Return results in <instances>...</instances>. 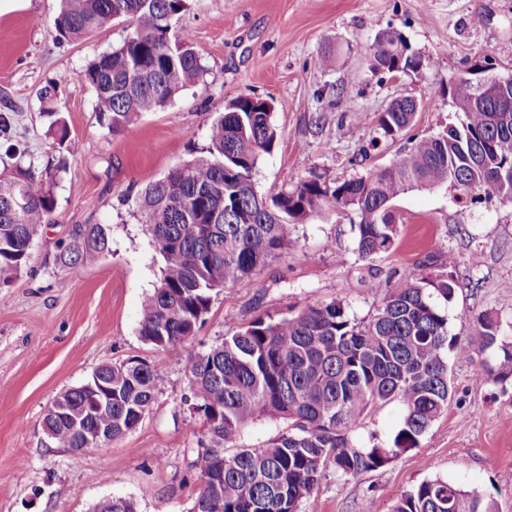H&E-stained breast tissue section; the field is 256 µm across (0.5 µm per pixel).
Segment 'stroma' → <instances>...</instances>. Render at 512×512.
Masks as SVG:
<instances>
[{
	"mask_svg": "<svg viewBox=\"0 0 512 512\" xmlns=\"http://www.w3.org/2000/svg\"><path fill=\"white\" fill-rule=\"evenodd\" d=\"M57 9L58 0H0V125L7 127L0 160L13 146L37 167L57 162L39 97L55 79L53 107L78 144L27 268L0 290V512H92L109 498L132 500L137 512H189L202 485L191 465L202 423L184 402L186 368L224 336L257 316H281L286 306L335 300L361 322L380 306L387 282L449 271L457 282L441 305L449 335L468 336L473 318L488 311L512 337V203L442 185L399 197L395 244L370 262L357 252L354 213L321 202L295 224L288 249L214 295L182 358H170L138 335L141 300L162 263L135 205L149 178L208 146L212 120L241 95L275 106L277 145L258 163L260 194L313 174L342 182L389 164L408 139L455 122L447 88L456 76L483 64L492 75L512 76V0H190L174 28L195 43L202 77L116 135L100 126L93 90L61 77L121 43L125 26L60 41L50 31ZM388 28L423 56L420 72L371 71L369 48ZM327 50L336 55L328 68L321 64ZM403 96L420 103L414 122L404 136L385 137L379 114ZM77 224L106 225L112 252L58 266V247ZM133 357L156 375L150 413L106 446L54 447L41 423L56 396L99 365ZM495 364L488 353L449 360L453 398L419 447L350 478L326 467L299 512H362L369 500L376 512H393L404 494L435 478L493 496L500 512H512V377L489 378ZM402 420L400 405L375 406L352 440L360 448L390 446Z\"/></svg>",
	"mask_w": 512,
	"mask_h": 512,
	"instance_id": "stroma-1",
	"label": "stroma"
}]
</instances>
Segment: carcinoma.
<instances>
[{
	"label": "carcinoma",
	"instance_id": "obj_1",
	"mask_svg": "<svg viewBox=\"0 0 512 512\" xmlns=\"http://www.w3.org/2000/svg\"><path fill=\"white\" fill-rule=\"evenodd\" d=\"M187 2L60 0L53 27L63 40L106 32L118 20L130 23L120 45L71 73L70 82L93 88L108 133L164 108L203 74L194 45L172 32ZM423 66L400 31L381 33L370 48L375 73H417ZM55 90L52 84L43 87L40 99L51 134L72 152L76 141L51 108ZM479 95V83L461 75L448 85L461 118L446 131L416 141L364 177L329 184L315 175L270 196L257 192L254 174L277 142L274 105L249 95L229 101L210 126L207 154L148 181L136 197L162 261L158 283L142 300L141 339L180 358L204 324L213 295L288 248L293 226L326 198L354 212L357 250L368 261L394 246V203L412 188L448 184L464 194L482 191L512 203V98L505 105L490 97L480 104ZM417 110L412 97L392 101L378 118L382 134L402 135ZM474 154L484 157L483 166L466 164ZM13 158L12 169L0 173V287L27 265L38 228L52 220L55 188L66 172L63 162L38 171L23 155ZM110 252L103 225L81 224L60 246L56 262L92 263ZM455 288L451 274H411L388 285L365 322L352 320L336 302L289 306L281 317L259 316L199 354L188 368V385L189 410L204 422L193 461L203 485L191 512H299L327 463L338 475L353 477L418 447L451 401L450 357L469 361L492 352L499 359L495 378L511 377L512 344L503 341L497 315L475 317L473 332L464 338L448 335V318L437 300L449 301ZM93 374L112 384V409L90 414L84 384L56 396L42 428L58 448L87 447V431L102 432L103 446L135 429L151 410L155 374L145 361L102 364ZM379 403L404 410L392 446L358 448L351 433ZM255 420L283 422L286 428L265 443L238 445ZM393 512L500 510L495 499L437 478L415 486Z\"/></svg>",
	"mask_w": 512,
	"mask_h": 512
}]
</instances>
